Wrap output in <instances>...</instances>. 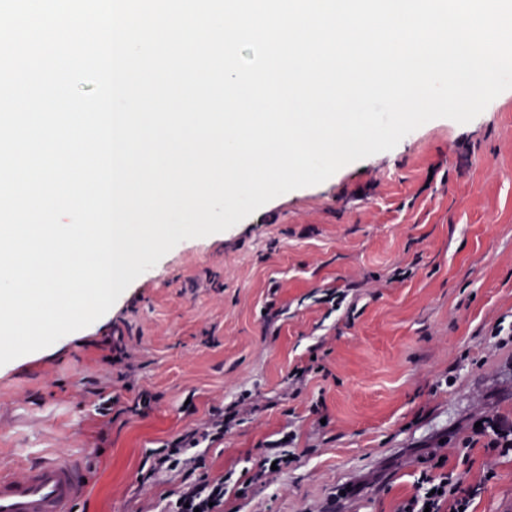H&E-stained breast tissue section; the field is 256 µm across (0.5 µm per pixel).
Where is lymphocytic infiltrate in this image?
I'll list each match as a JSON object with an SVG mask.
<instances>
[{
  "label": "lymphocytic infiltrate",
  "instance_id": "f902f5d3",
  "mask_svg": "<svg viewBox=\"0 0 512 512\" xmlns=\"http://www.w3.org/2000/svg\"><path fill=\"white\" fill-rule=\"evenodd\" d=\"M239 414L237 404H230L215 411L205 424L148 452L141 467L143 480L149 481L160 475H174L180 479L177 488L168 493L167 512H224L228 478L205 475L206 457L198 447L206 442L223 441ZM295 439V433L291 432L281 443L267 448L255 463L252 475L240 483L237 497H247L254 486L261 484L270 467L290 468L292 461L285 448ZM477 493V487L466 485L461 474L455 468L446 467L440 459L434 469L421 470L415 493L399 505L397 512H472Z\"/></svg>",
  "mask_w": 512,
  "mask_h": 512
}]
</instances>
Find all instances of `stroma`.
Listing matches in <instances>:
<instances>
[{"label":"stroma","instance_id":"35a3bbf8","mask_svg":"<svg viewBox=\"0 0 512 512\" xmlns=\"http://www.w3.org/2000/svg\"><path fill=\"white\" fill-rule=\"evenodd\" d=\"M352 283L361 314L350 322L320 298ZM274 293L284 315L268 329ZM510 314L512 90L469 123L431 120L224 234L180 242L99 320L0 366V463L77 454L89 472L77 512H165L180 479L140 482L147 452L247 392L255 409L206 449L208 475L246 480L291 431L299 460L248 498L227 493L224 512H322L341 488L351 512H394L426 449L482 481L483 444L465 459L453 450L475 415L512 422V347L482 336ZM114 332L135 367L127 388L101 360ZM312 356L322 372L283 396L288 371ZM100 387L119 399L108 420ZM142 390L157 402L127 412ZM319 398L322 426L309 412ZM494 466L473 512H512V458Z\"/></svg>","mask_w":512,"mask_h":512}]
</instances>
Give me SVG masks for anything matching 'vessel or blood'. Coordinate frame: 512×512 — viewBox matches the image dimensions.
Segmentation results:
<instances>
[{
	"instance_id": "b4317fda",
	"label": "vessel or blood",
	"mask_w": 512,
	"mask_h": 512,
	"mask_svg": "<svg viewBox=\"0 0 512 512\" xmlns=\"http://www.w3.org/2000/svg\"><path fill=\"white\" fill-rule=\"evenodd\" d=\"M88 485L79 460L49 456L23 469L0 464V512H75Z\"/></svg>"
}]
</instances>
